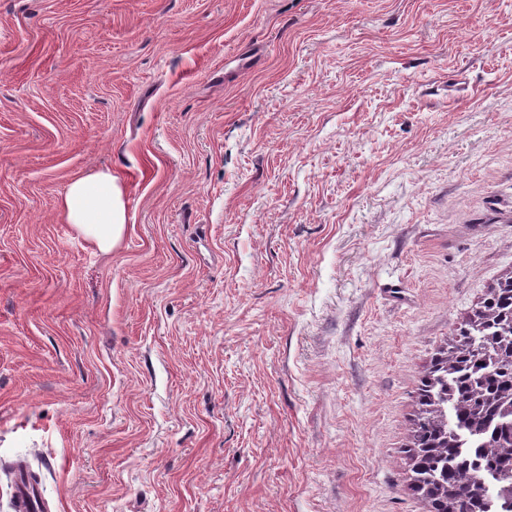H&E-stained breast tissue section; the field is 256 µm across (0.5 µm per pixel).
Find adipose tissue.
Returning <instances> with one entry per match:
<instances>
[{
  "mask_svg": "<svg viewBox=\"0 0 512 512\" xmlns=\"http://www.w3.org/2000/svg\"><path fill=\"white\" fill-rule=\"evenodd\" d=\"M59 208L75 231L108 252L119 242L125 226L124 191L108 171L73 177Z\"/></svg>",
  "mask_w": 512,
  "mask_h": 512,
  "instance_id": "adipose-tissue-1",
  "label": "adipose tissue"
}]
</instances>
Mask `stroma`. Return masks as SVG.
<instances>
[{"instance_id":"1","label":"stroma","mask_w":512,"mask_h":512,"mask_svg":"<svg viewBox=\"0 0 512 512\" xmlns=\"http://www.w3.org/2000/svg\"><path fill=\"white\" fill-rule=\"evenodd\" d=\"M510 273L512 0H0V512L19 461L46 512H427L420 379ZM67 224L108 252L119 242L125 226L124 191L109 171L73 177L59 200Z\"/></svg>"}]
</instances>
